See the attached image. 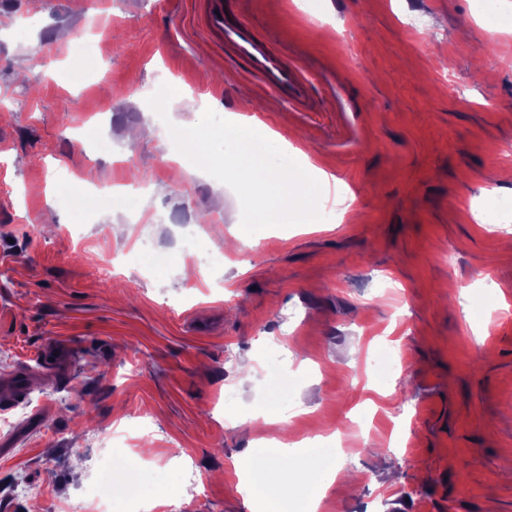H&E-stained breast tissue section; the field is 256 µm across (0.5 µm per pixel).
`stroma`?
I'll return each mask as SVG.
<instances>
[{
    "mask_svg": "<svg viewBox=\"0 0 512 512\" xmlns=\"http://www.w3.org/2000/svg\"><path fill=\"white\" fill-rule=\"evenodd\" d=\"M239 7L312 111L238 75L206 0H0V512H67L118 457L155 512H250L263 441L295 501L336 430L355 480L317 512H512V28L482 0ZM245 99L356 223L323 201L224 248L239 199L168 127ZM293 450L294 448H288V444H284L278 454H274L268 459L267 464L269 471L279 487H285L288 485L286 464L288 463V459L290 458V454Z\"/></svg>",
    "mask_w": 512,
    "mask_h": 512,
    "instance_id": "35a3bbf8",
    "label": "stroma"
}]
</instances>
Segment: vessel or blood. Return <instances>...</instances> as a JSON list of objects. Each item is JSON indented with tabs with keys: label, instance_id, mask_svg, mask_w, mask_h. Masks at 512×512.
Returning a JSON list of instances; mask_svg holds the SVG:
<instances>
[{
	"label": "vessel or blood",
	"instance_id": "b4317fda",
	"mask_svg": "<svg viewBox=\"0 0 512 512\" xmlns=\"http://www.w3.org/2000/svg\"><path fill=\"white\" fill-rule=\"evenodd\" d=\"M208 22L224 38L241 70L259 87L296 108L311 109L310 80L297 63L288 61L276 44L262 36L244 16H230L226 0H208Z\"/></svg>",
	"mask_w": 512,
	"mask_h": 512
}]
</instances>
